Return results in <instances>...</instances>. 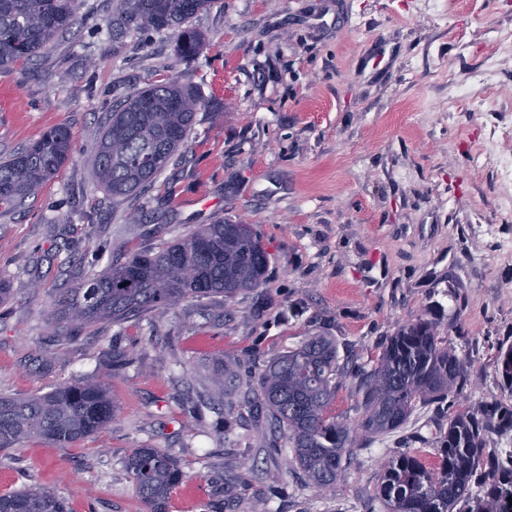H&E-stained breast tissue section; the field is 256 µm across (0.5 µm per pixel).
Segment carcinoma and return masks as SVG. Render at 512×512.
I'll use <instances>...</instances> for the list:
<instances>
[{"label": "carcinoma", "instance_id": "obj_1", "mask_svg": "<svg viewBox=\"0 0 512 512\" xmlns=\"http://www.w3.org/2000/svg\"><path fill=\"white\" fill-rule=\"evenodd\" d=\"M74 0H0V70L36 57L53 37L72 27ZM213 0H119L112 37L125 30H174L178 52L194 55L204 38L190 20ZM201 101L177 80L151 84L124 100L108 124L95 133V178L121 204L151 185L188 143ZM67 126L46 132L26 149L0 160V208L13 209L34 197L72 152ZM268 255L255 232L239 233L222 219L203 224L159 250L133 253L125 262L88 275L69 289L50 319L74 336L102 320L118 323L162 313L189 298L261 287ZM501 385L512 391V344L497 349ZM357 380L365 418L373 435L395 431L417 406L437 405L448 428L437 440L438 462L428 465L402 454L384 470L379 496L391 512H512V453L478 472L485 434L512 428V405L495 402L482 417L456 406L451 394L468 380L467 362L439 336L435 325L418 320L398 327L376 362L338 364L336 343L314 336L274 359L260 378L253 407L286 426L293 462L317 487L336 481L343 457L353 447L350 429L327 413L340 379ZM118 405L106 384L89 374L73 384L27 398L0 397V448L31 437L59 445L101 433ZM149 512H166L170 491L183 478L177 462L157 448H135L125 463ZM0 512H66L64 501L45 488L0 495Z\"/></svg>", "mask_w": 512, "mask_h": 512}]
</instances>
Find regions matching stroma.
Listing matches in <instances>:
<instances>
[{"label": "stroma", "mask_w": 512, "mask_h": 512, "mask_svg": "<svg viewBox=\"0 0 512 512\" xmlns=\"http://www.w3.org/2000/svg\"><path fill=\"white\" fill-rule=\"evenodd\" d=\"M435 25L420 0H213L177 35L112 38L113 0H75L76 23L37 57L0 73V158L51 128L73 133L70 159L34 198L0 209V396L40 395L94 373L119 406L97 436L0 449V494L54 488L68 512H147L124 461L158 448L184 477L167 512H388L384 468L413 453L434 463L448 422L420 407L401 429L361 431L356 384L332 415L355 429L349 463L318 489L287 466L268 417L238 414L271 359L312 336L369 364L397 326L429 319L468 364L459 403L512 404L496 373L512 343V180L476 167L473 149L512 153V53L495 58L488 106L457 100L512 0H447ZM176 78L203 107L155 183L113 205L95 179L94 133L118 101ZM249 224L268 254L264 287L233 301L191 299L163 316L100 322L78 336L48 323L66 289L159 249L198 225ZM138 361L112 373L111 346Z\"/></svg>", "instance_id": "35a3bbf8"}]
</instances>
